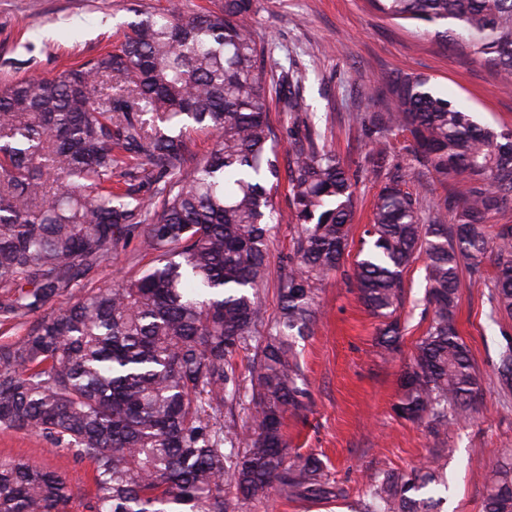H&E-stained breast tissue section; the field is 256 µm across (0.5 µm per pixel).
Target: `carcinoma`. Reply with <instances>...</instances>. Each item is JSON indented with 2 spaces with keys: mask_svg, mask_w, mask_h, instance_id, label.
Masks as SVG:
<instances>
[{
  "mask_svg": "<svg viewBox=\"0 0 512 512\" xmlns=\"http://www.w3.org/2000/svg\"><path fill=\"white\" fill-rule=\"evenodd\" d=\"M368 2L512 85V0ZM133 12L111 52L0 89V317L39 314L128 236L153 255L140 274L43 316L23 343L0 345V430L42 435L89 460V512H238L232 489L245 499L273 489L292 501L343 499L321 460L290 455L282 421L307 407L293 339L311 333L316 284L349 256L354 175L309 122L281 168L266 50L247 24L254 0H224L219 13L185 12L177 0ZM274 83L282 111H297V76L282 71ZM387 87L389 111L372 116L374 165L408 142L437 175L461 178L452 224L427 219L398 182L384 186L354 270L362 303L382 320L377 345L390 353L404 270L424 257L432 318L395 411L438 437L473 419L480 400L456 326L462 263L478 273L494 256L491 301L512 316V225L485 224L512 201V130L478 123L421 76L401 73ZM191 129L214 138L200 160ZM119 169L128 182L115 192ZM283 175L297 235L271 321L261 288ZM253 341L260 357L245 393L232 357ZM499 374L512 389L509 344ZM247 397L254 424L224 418ZM437 479L430 465L374 474L364 512H435L425 489ZM483 487L484 512H512L511 456ZM69 498L61 475L0 460V512H63Z\"/></svg>",
  "mask_w": 512,
  "mask_h": 512,
  "instance_id": "carcinoma-1",
  "label": "carcinoma"
}]
</instances>
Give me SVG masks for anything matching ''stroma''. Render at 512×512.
Instances as JSON below:
<instances>
[{"mask_svg":"<svg viewBox=\"0 0 512 512\" xmlns=\"http://www.w3.org/2000/svg\"><path fill=\"white\" fill-rule=\"evenodd\" d=\"M169 0H0V84L23 77L56 78L118 44L134 18L133 7H167ZM251 21L257 40L275 45L268 63L301 78L297 112L281 111L274 87H267L270 120L278 151L287 154L297 118L320 129L327 147L356 176V208L350 252H358L371 224L373 204L390 180L421 201L427 216L454 221L444 208L456 180H444L423 166L414 150H401L384 168L373 167L375 144L364 117L387 109V82L400 73L429 79L431 86L464 106L482 124L512 129V87L501 85L491 69L459 51L417 34L404 23L382 17L368 0H256ZM279 221L268 243V280L261 292L267 318L280 313L279 288L288 273L286 257L297 229L292 222L287 184L273 196ZM152 260L137 237L121 243L112 257L89 273L94 288L116 275L138 274ZM495 268L485 262L479 274L461 270L456 321L480 381L483 404L475 417L449 427L437 439L425 425L393 410L400 379L432 317L425 299L424 263L404 274L402 302L394 317L402 329L400 347L381 353L380 321L358 297L351 271L330 275L318 286L320 304L310 336L298 349L310 398L305 410L286 415L283 433L292 451L319 457L330 479L347 490L335 502H294L280 497L243 501L239 512H360L374 473H408L432 461L444 473L450 493L441 512H483L480 475L512 455V391L497 380L498 354L512 339V317L492 311L489 285ZM451 452L439 454L440 443ZM0 459L36 463L62 475L70 498L65 512H87L91 466L67 450L51 449L43 437L0 431Z\"/></svg>","mask_w":512,"mask_h":512,"instance_id":"35a3bbf8","label":"stroma"}]
</instances>
